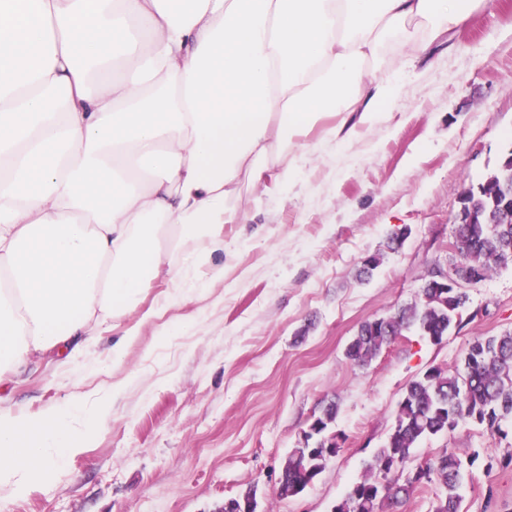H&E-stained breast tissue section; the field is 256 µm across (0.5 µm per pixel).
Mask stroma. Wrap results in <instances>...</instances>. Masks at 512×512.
Returning <instances> with one entry per match:
<instances>
[{"instance_id": "obj_1", "label": "stroma", "mask_w": 512, "mask_h": 512, "mask_svg": "<svg viewBox=\"0 0 512 512\" xmlns=\"http://www.w3.org/2000/svg\"><path fill=\"white\" fill-rule=\"evenodd\" d=\"M388 40L368 70L398 69L395 96L347 139L320 142L324 116L297 148L268 163L290 171L277 190L243 185L224 283L144 324L121 365L108 333L73 360L48 355L0 393V407L33 415L73 393L94 398L126 380L84 452L49 468L0 512H213L247 486L266 512H332L389 434L407 385L433 366H461L476 336L512 333V266L468 290L462 328L433 345L404 332L369 367L350 365L360 324L414 302L423 279L453 256L458 191L512 151V0H481L470 19L424 48ZM405 232L389 249L392 233ZM381 258L369 282L361 260ZM304 340H297L299 330ZM346 443L299 497L275 483L290 449L327 400ZM449 449L476 455L461 512H512V436L459 427L425 440L414 460Z\"/></svg>"}]
</instances>
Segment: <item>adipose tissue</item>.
<instances>
[{
  "instance_id": "ef3b65f1",
  "label": "adipose tissue",
  "mask_w": 512,
  "mask_h": 512,
  "mask_svg": "<svg viewBox=\"0 0 512 512\" xmlns=\"http://www.w3.org/2000/svg\"><path fill=\"white\" fill-rule=\"evenodd\" d=\"M473 0H0V380L121 329L155 281L165 300L219 258L242 181L318 112L327 140L374 120L393 92L365 64L392 32L429 41ZM205 236L202 252L181 256ZM82 396L30 417L0 409V491L80 454Z\"/></svg>"
}]
</instances>
